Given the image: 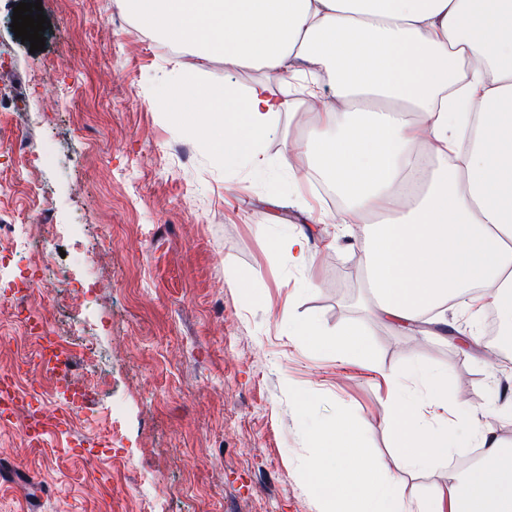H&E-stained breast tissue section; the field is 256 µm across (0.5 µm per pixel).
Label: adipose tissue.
I'll use <instances>...</instances> for the list:
<instances>
[{
    "mask_svg": "<svg viewBox=\"0 0 512 512\" xmlns=\"http://www.w3.org/2000/svg\"><path fill=\"white\" fill-rule=\"evenodd\" d=\"M130 12L194 65L175 64L159 105L206 106V151L231 166L258 161L284 112L304 105L315 126L280 166L305 155L312 175L363 227L375 313L396 324H447L466 294L472 314L495 309L512 333V0H126ZM225 78L199 82L213 60ZM252 82L238 92L234 75ZM295 92L287 98L275 85ZM329 87L332 97L321 89ZM288 333L364 363L361 330L323 339L315 323ZM414 399L389 380L386 410L399 465L415 473L447 465L456 449L441 377L416 367ZM317 466L303 479L323 512H512V448L494 422L480 426V460L449 472L419 498L391 484L361 445L356 423L320 428Z\"/></svg>",
    "mask_w": 512,
    "mask_h": 512,
    "instance_id": "obj_1",
    "label": "adipose tissue"
}]
</instances>
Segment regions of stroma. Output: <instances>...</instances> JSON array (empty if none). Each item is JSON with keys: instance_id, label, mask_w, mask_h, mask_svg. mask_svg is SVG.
I'll use <instances>...</instances> for the list:
<instances>
[{"instance_id": "35a3bbf8", "label": "stroma", "mask_w": 512, "mask_h": 512, "mask_svg": "<svg viewBox=\"0 0 512 512\" xmlns=\"http://www.w3.org/2000/svg\"><path fill=\"white\" fill-rule=\"evenodd\" d=\"M41 2L51 26L34 52L11 28L19 0H0V225L41 217L48 260L81 297L46 314L61 327L74 318L106 358L84 373L99 385L89 409L65 408L47 378L19 381L36 404L67 410L69 426L33 450L22 420L0 422V512H141L145 501L154 512H321L302 479L317 459L312 430L346 417L406 495L475 463L474 432L512 404V343L483 341L459 300L451 336L375 315L362 236L304 177V158L294 178L278 165L312 113L279 117L263 171L224 167L157 105L174 61L192 56L143 31L122 0ZM21 141L42 159V213L15 170ZM306 203L322 223L300 221ZM298 233L304 268L276 246ZM239 274L253 297L231 283ZM308 319L328 335L360 328L369 363L289 336ZM34 349L0 306V375ZM417 364L478 414L456 425L447 469L413 478L389 454L384 377Z\"/></svg>"}]
</instances>
